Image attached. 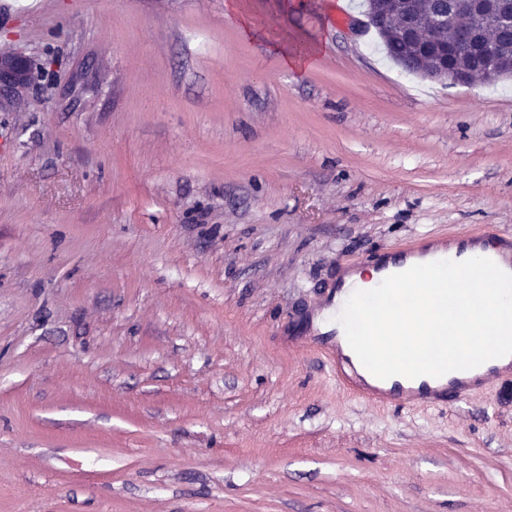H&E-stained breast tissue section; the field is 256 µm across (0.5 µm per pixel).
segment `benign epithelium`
Masks as SVG:
<instances>
[{
  "label": "benign epithelium",
  "mask_w": 512,
  "mask_h": 512,
  "mask_svg": "<svg viewBox=\"0 0 512 512\" xmlns=\"http://www.w3.org/2000/svg\"><path fill=\"white\" fill-rule=\"evenodd\" d=\"M396 2L401 9L410 10V5L402 3V0H369V8L363 10L365 20L360 22V26L381 30ZM466 3L470 23L459 27L451 39L443 37L435 28L432 34H424L421 22L414 16L404 22L403 38L424 53L427 66L417 71L421 77L450 85L470 86L472 81L467 71L459 66V61L476 54L490 60L485 80H498L506 73V68L498 65L497 49L484 37V27L511 20L512 0H466ZM28 74L29 64L24 55L16 53L0 57V93L25 86Z\"/></svg>",
  "instance_id": "1"
}]
</instances>
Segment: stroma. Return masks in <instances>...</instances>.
Wrapping results in <instances>:
<instances>
[{
	"mask_svg": "<svg viewBox=\"0 0 512 512\" xmlns=\"http://www.w3.org/2000/svg\"><path fill=\"white\" fill-rule=\"evenodd\" d=\"M237 2L266 39L0 0V512H512V372L383 408L295 344L342 267L512 231V78L402 71L359 0ZM293 43L286 47H276L281 57L282 65L292 72L302 73L312 68L317 59V48L314 44L305 42V44L295 45ZM29 74L27 58L16 53L0 57V95L4 91H14L26 85Z\"/></svg>",
	"mask_w": 512,
	"mask_h": 512,
	"instance_id": "obj_1",
	"label": "stroma"
}]
</instances>
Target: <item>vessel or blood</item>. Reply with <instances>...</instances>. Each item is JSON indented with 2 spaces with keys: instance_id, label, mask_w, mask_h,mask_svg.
Wrapping results in <instances>:
<instances>
[{
  "instance_id": "b4317fda",
  "label": "vessel or blood",
  "mask_w": 512,
  "mask_h": 512,
  "mask_svg": "<svg viewBox=\"0 0 512 512\" xmlns=\"http://www.w3.org/2000/svg\"><path fill=\"white\" fill-rule=\"evenodd\" d=\"M473 255L489 258L504 271L512 273V234L462 231L446 242L440 257L463 261ZM423 256L421 246L412 244L399 250L381 249L372 256L371 262L381 276L387 277L418 264ZM306 348L326 361L340 386L369 402L387 407H447L468 397L477 387L491 384L501 374L512 371V355H509L488 360L471 370L452 371L438 378L395 376L381 380L368 372L359 373L360 361L340 326L312 336Z\"/></svg>"
}]
</instances>
